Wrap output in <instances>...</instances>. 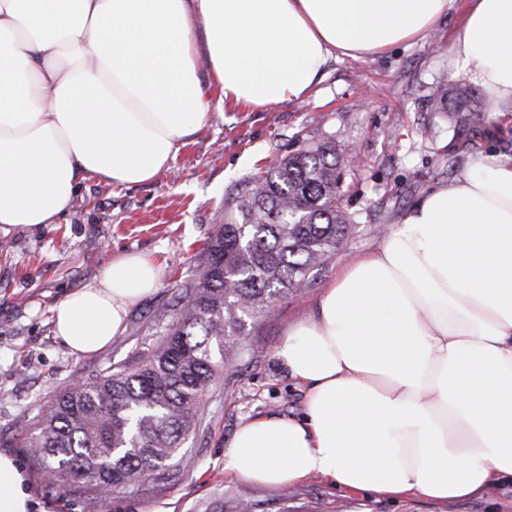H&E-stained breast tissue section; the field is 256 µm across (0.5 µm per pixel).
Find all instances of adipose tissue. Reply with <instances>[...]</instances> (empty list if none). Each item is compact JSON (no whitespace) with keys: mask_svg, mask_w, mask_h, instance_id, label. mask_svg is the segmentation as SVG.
Segmentation results:
<instances>
[{"mask_svg":"<svg viewBox=\"0 0 512 512\" xmlns=\"http://www.w3.org/2000/svg\"><path fill=\"white\" fill-rule=\"evenodd\" d=\"M456 10L453 75L512 107V0H0V235L57 223L85 176L151 181L209 122L203 80L228 107L306 102L330 61L415 44ZM159 278L117 256L58 301L57 336L102 349ZM275 356L303 413L240 425L234 476L447 504L512 478V156L420 197ZM34 508L0 454V512Z\"/></svg>","mask_w":512,"mask_h":512,"instance_id":"obj_1","label":"adipose tissue"}]
</instances>
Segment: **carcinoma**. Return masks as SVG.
<instances>
[{
    "mask_svg": "<svg viewBox=\"0 0 512 512\" xmlns=\"http://www.w3.org/2000/svg\"><path fill=\"white\" fill-rule=\"evenodd\" d=\"M472 92L438 85L436 112H472ZM348 162L320 142L277 161L246 182L205 248L197 278L180 288L162 341L132 369L110 366L55 395L20 437L49 484L96 499L137 489L184 464L181 445L201 423V403L219 367L239 354L245 319L308 288L340 253L352 221L340 206L337 169Z\"/></svg>",
    "mask_w": 512,
    "mask_h": 512,
    "instance_id": "cac0c4a2",
    "label": "carcinoma"
}]
</instances>
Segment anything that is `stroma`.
I'll use <instances>...</instances> for the list:
<instances>
[{
	"label": "stroma",
	"instance_id": "obj_1",
	"mask_svg": "<svg viewBox=\"0 0 512 512\" xmlns=\"http://www.w3.org/2000/svg\"><path fill=\"white\" fill-rule=\"evenodd\" d=\"M459 24L449 14L426 42L378 58L330 62L303 104L229 108L180 147L167 170L125 186L88 177L58 223L22 231L0 249V453L27 475L36 512H235L241 502L261 512H512V480L447 506L418 496L348 491L321 478L288 489L242 481L224 469V450L238 425L258 417L300 416L304 392L275 356L288 323L314 308L323 288L353 256L375 251L382 236L434 186L466 169L476 154L512 156V112L498 124L476 122L454 138L444 112L431 111L432 86L465 87L448 71V41ZM329 141L356 161L340 172V204L353 219L343 251L305 291L271 303L247 321L243 350L218 371L202 403V425L182 451L191 465L175 480H149L148 490H121L90 501L51 487L19 432L52 398L110 365L137 366L173 320L182 285L199 273L221 212L244 181L268 161ZM143 255L161 268L156 291L134 305L123 332L101 350L76 355L56 336L55 304L92 285L112 258Z\"/></svg>",
	"mask_w": 512,
	"mask_h": 512
}]
</instances>
